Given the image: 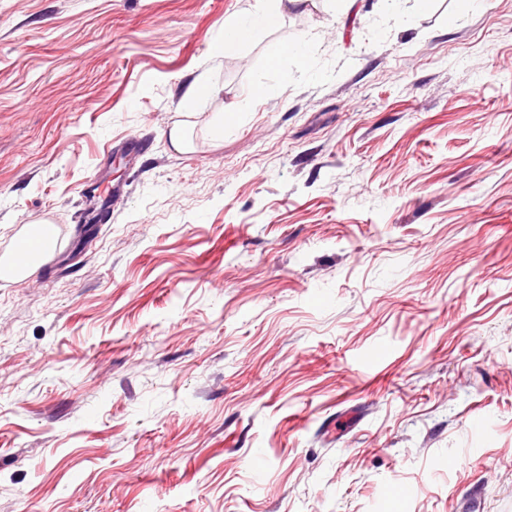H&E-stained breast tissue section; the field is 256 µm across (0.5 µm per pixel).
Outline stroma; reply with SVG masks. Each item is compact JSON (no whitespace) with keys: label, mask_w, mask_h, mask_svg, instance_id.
Wrapping results in <instances>:
<instances>
[{"label":"stroma","mask_w":512,"mask_h":512,"mask_svg":"<svg viewBox=\"0 0 512 512\" xmlns=\"http://www.w3.org/2000/svg\"><path fill=\"white\" fill-rule=\"evenodd\" d=\"M254 3L0 0V512H512V0ZM285 0H256L252 10L224 24V32L210 45L208 57L220 59L230 48L241 46L260 33H269L282 18ZM282 43L279 42H269L266 47V56L267 61L271 67H278L282 61V59L288 54H292L293 57L297 60L299 65L302 67L308 68L309 60L306 51L305 43H296L293 44L288 50H284ZM12 253L13 251L6 252L0 257V263H2V277L13 279L27 278L34 274L43 263L38 258L32 259L26 263H13Z\"/></svg>","instance_id":"35a3bbf8"}]
</instances>
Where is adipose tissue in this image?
Segmentation results:
<instances>
[{
	"mask_svg": "<svg viewBox=\"0 0 512 512\" xmlns=\"http://www.w3.org/2000/svg\"><path fill=\"white\" fill-rule=\"evenodd\" d=\"M284 0H255L252 10L224 24L223 33L211 44L208 56L219 59L228 49L241 46L261 33L274 30L283 12Z\"/></svg>",
	"mask_w": 512,
	"mask_h": 512,
	"instance_id": "1",
	"label": "adipose tissue"
}]
</instances>
